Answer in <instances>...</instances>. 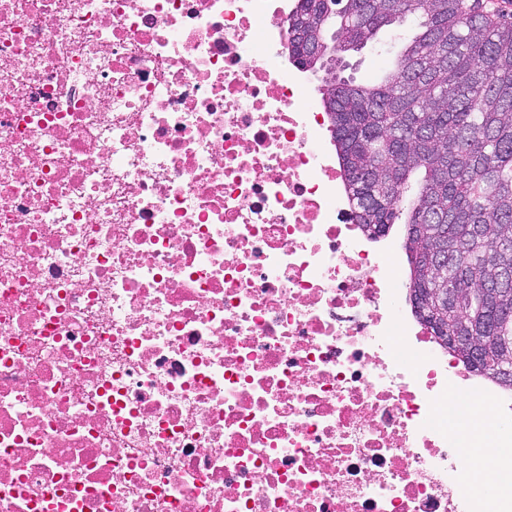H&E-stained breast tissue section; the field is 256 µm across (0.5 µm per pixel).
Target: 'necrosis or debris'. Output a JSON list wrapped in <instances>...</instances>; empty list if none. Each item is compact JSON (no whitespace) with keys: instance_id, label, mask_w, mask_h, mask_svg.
Segmentation results:
<instances>
[{"instance_id":"4bbe7bcc","label":"necrosis or debris","mask_w":512,"mask_h":512,"mask_svg":"<svg viewBox=\"0 0 512 512\" xmlns=\"http://www.w3.org/2000/svg\"><path fill=\"white\" fill-rule=\"evenodd\" d=\"M295 7L0 0V512H512V392L355 223Z\"/></svg>"}]
</instances>
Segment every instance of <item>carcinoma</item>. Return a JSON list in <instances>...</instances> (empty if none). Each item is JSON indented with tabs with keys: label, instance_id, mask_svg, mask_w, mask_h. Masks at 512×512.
<instances>
[{
	"label": "carcinoma",
	"instance_id": "cac0c4a2",
	"mask_svg": "<svg viewBox=\"0 0 512 512\" xmlns=\"http://www.w3.org/2000/svg\"><path fill=\"white\" fill-rule=\"evenodd\" d=\"M417 18L388 75L354 83L343 55ZM288 52L320 76L346 195L371 235L405 218L415 314L442 288L456 290L432 335L490 337L468 368L512 390V290H489L512 272V21L482 0H299ZM448 243L446 266L436 250Z\"/></svg>",
	"mask_w": 512,
	"mask_h": 512
}]
</instances>
